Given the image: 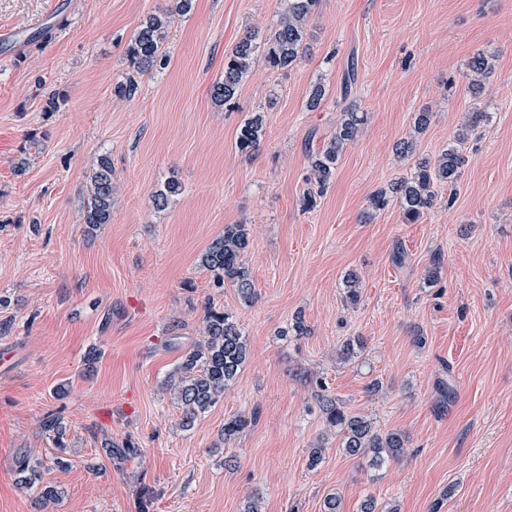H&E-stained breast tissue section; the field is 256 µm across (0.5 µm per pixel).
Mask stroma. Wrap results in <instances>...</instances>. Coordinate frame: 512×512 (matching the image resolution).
<instances>
[{
  "mask_svg": "<svg viewBox=\"0 0 512 512\" xmlns=\"http://www.w3.org/2000/svg\"><path fill=\"white\" fill-rule=\"evenodd\" d=\"M166 3L0 0V321L12 325L0 337V512H36L17 483L23 457L59 494L49 512H136L144 486L150 512H242L252 494L261 512H323L331 494L340 512L369 496L398 512L438 500L441 512H512V0H319L299 63L275 72L257 60L229 107L212 97L225 53L268 31L286 2L194 0L170 26L167 67L118 98L137 22ZM480 53L492 70L474 96ZM41 81L61 110L44 111ZM319 81L328 97L312 112L306 93ZM349 105L367 120L306 205L308 156ZM422 110L431 124L398 159ZM475 111L484 118L458 143V182L438 186L423 218L405 223L394 202L373 209V194L456 143ZM255 112L265 134L245 154L237 129ZM104 155L112 221L92 231L84 191ZM171 178L181 194L155 208ZM228 224L250 230L249 306L199 264ZM210 304L233 314L250 356L186 428L167 381L201 341ZM298 315L308 335L293 332ZM349 339L363 347L344 363ZM320 382L349 413L405 435V457L374 468L343 454L314 396ZM444 383L454 393L440 409ZM48 413L67 426L65 454L40 429ZM251 413L256 425L225 441V419ZM107 439L141 453L110 462Z\"/></svg>",
  "mask_w": 512,
  "mask_h": 512,
  "instance_id": "obj_1",
  "label": "stroma"
}]
</instances>
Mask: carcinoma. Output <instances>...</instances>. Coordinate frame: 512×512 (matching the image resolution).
Instances as JSON below:
<instances>
[{
  "label": "carcinoma",
  "instance_id": "obj_1",
  "mask_svg": "<svg viewBox=\"0 0 512 512\" xmlns=\"http://www.w3.org/2000/svg\"><path fill=\"white\" fill-rule=\"evenodd\" d=\"M318 0H288L287 8L277 24L263 40L264 60L274 70H290L303 57L306 49L307 25L316 11ZM193 0H169L166 7L143 16L126 48L127 76L114 86L116 96L130 100L139 87L137 77L150 74L168 64L165 51L168 32L174 16L191 12ZM256 35L241 39L224 58V75L212 87L215 101L231 102L243 80L250 73L258 45ZM328 91L322 83L314 85L306 94V107L317 110L326 100ZM365 113L348 106L342 112V121L336 133L321 150L309 155L310 176L317 192L329 187L336 171V163L347 143L355 140L365 123ZM264 136L263 116L256 112L239 126L236 148L242 153L255 150ZM463 157L455 146L443 149L434 161H420L410 178L394 183L389 191L373 195L372 206L380 210L396 200L407 223L419 221L437 202L435 186H453L459 178ZM181 193L175 179L167 180L153 195L156 208L168 205L171 198ZM112 220V164L108 157L99 159L98 167L86 185L83 205V223L90 227L108 224ZM250 244V233L245 224H226L224 234L213 240L200 257V266L211 273L212 285L222 288L229 284L236 289L240 300L252 304L257 292L243 255ZM203 343L190 349L169 377L174 399L181 405L186 425L208 412L238 377L248 360V340L232 315L207 307L203 318ZM320 408L329 426L340 434L343 454L368 458L370 465L381 467L400 458L406 452V440L400 432L382 433L371 419L350 414L338 398L316 394ZM257 423V413L238 414L224 421V442L236 438L245 429ZM42 432L54 441L58 452L67 448L64 440L66 427L53 414L40 421ZM104 452L113 461H126L139 455L133 444L109 443ZM18 472L23 488L35 493V506L45 509L58 499V492L50 485L41 484L38 467L25 459Z\"/></svg>",
  "mask_w": 512,
  "mask_h": 512
}]
</instances>
